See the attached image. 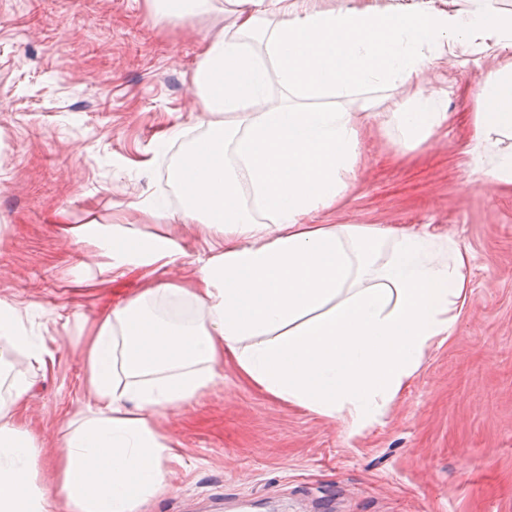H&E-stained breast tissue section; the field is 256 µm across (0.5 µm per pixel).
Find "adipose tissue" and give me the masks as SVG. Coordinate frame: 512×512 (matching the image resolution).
<instances>
[{
    "instance_id": "adipose-tissue-1",
    "label": "adipose tissue",
    "mask_w": 512,
    "mask_h": 512,
    "mask_svg": "<svg viewBox=\"0 0 512 512\" xmlns=\"http://www.w3.org/2000/svg\"><path fill=\"white\" fill-rule=\"evenodd\" d=\"M231 27L209 35L195 94L206 133L169 171L183 205L151 204L165 224H196L222 237L187 278H156L185 263L183 242L115 224L59 223L73 242L107 247L111 271L146 269L140 291L102 311L82 348L85 404L68 420L55 485L33 489L34 440L0 420V512H142L169 487L177 458L156 420L199 400L225 360L268 394L341 421L349 435L381 418L425 352L446 340L468 294L466 257L423 231L319 224L349 190L358 157L359 87L396 86L440 66L450 46L482 39L512 45V13L475 10L383 14L323 10L319 0H230ZM262 32L264 53L249 43ZM280 84L287 94L270 101ZM394 118L404 141L446 124L440 91L418 87ZM483 137L512 138V62L492 70L477 97ZM232 145L243 171L224 154ZM246 173L256 219L238 182ZM189 307L184 320L160 316ZM48 366L20 309L0 300V354Z\"/></svg>"
}]
</instances>
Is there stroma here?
I'll return each mask as SVG.
<instances>
[{
	"label": "stroma",
	"instance_id": "stroma-1",
	"mask_svg": "<svg viewBox=\"0 0 512 512\" xmlns=\"http://www.w3.org/2000/svg\"><path fill=\"white\" fill-rule=\"evenodd\" d=\"M466 0H322L325 9L399 13ZM228 14L155 15L146 0H0V298L23 305L54 351L30 371L35 394L11 409L40 454L35 489L51 486L63 426L83 396L92 321L135 276L109 280L96 244L61 239L51 221L159 232L138 204L179 209L171 165L205 125L194 97L200 43ZM512 46L449 47L430 88L448 123L403 143L386 117L358 113L352 188L322 224L423 230L468 256V297L449 338L429 349L378 423L349 435L337 421L275 398L225 363L198 403L165 414L182 461L148 512H512V186L487 192L472 172L475 101ZM178 127L179 135L161 141Z\"/></svg>",
	"mask_w": 512,
	"mask_h": 512
}]
</instances>
